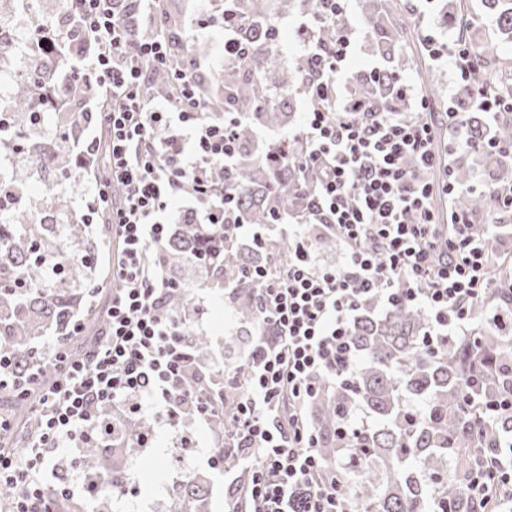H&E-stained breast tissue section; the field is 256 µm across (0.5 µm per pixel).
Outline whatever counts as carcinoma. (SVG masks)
<instances>
[{"instance_id":"carcinoma-1","label":"carcinoma","mask_w":512,"mask_h":512,"mask_svg":"<svg viewBox=\"0 0 512 512\" xmlns=\"http://www.w3.org/2000/svg\"><path fill=\"white\" fill-rule=\"evenodd\" d=\"M495 11L502 40L512 42V0H486ZM374 27L381 40L389 43L415 33L402 27L387 28L377 16ZM268 37L258 34L250 43L253 64L274 69L279 56L261 51L270 48ZM82 45L53 56L37 49L19 62L12 96L13 115L25 120L16 129L25 149L39 157L40 170L53 179L69 180L79 168L89 182L107 179L106 132L98 127L97 112L109 108L110 101L99 98L95 108L78 102L81 85L75 77L76 55ZM475 52L476 65L470 81L487 88L492 95L512 98V84L483 66L482 52ZM228 93L224 102L245 113L236 129L239 146L237 165V208L251 224H267L277 205H294L306 189L314 188L317 174L292 166L273 168L265 162L279 153L278 144L255 152L252 124H275L287 112L265 110L261 88L235 67L204 78L202 94L209 105L219 102L217 90ZM388 80L364 81L349 89L356 96L387 94ZM97 127L99 149L94 156L79 161L75 140L89 127ZM53 209L36 211L17 196L0 210V348L11 352L20 369L34 359V337L47 327L63 336L77 322L86 336L76 337L71 352L79 354L89 336L103 325V312L87 302L95 290L111 287L112 241L103 238L109 229V211H98V225L84 222V210L77 208L66 191L52 195ZM480 201L460 193L448 199V209L470 212ZM234 236L222 224H198L192 218L169 229L153 262L167 274L174 288L167 301L169 310L185 309L187 289L183 267L199 268L222 283L240 290L236 313L245 332H253L258 321L254 298L259 283L249 271L263 264L269 252L288 254V244L272 240L252 243L248 255L232 251ZM59 264L63 272L50 281L46 266ZM466 336H449L439 344L424 341L428 319L412 305H398L381 315L367 305L351 325L356 355L362 357L354 374L342 384L328 388L312 408L315 424L323 436L324 458L336 468H344L342 487L355 512H479L471 508L465 494L471 480L479 476L497 456V436L512 422L492 419L488 409L504 391L512 392V337L500 335L492 324L482 321ZM194 358L208 348L206 337L195 334L189 324ZM240 391L229 390L216 398L221 404L211 429L224 434V410L230 409ZM361 405L379 419L380 426L367 425L359 433L343 437L341 417ZM7 411L17 423V433L0 441V450L17 453L22 438L37 426L32 400L10 399ZM119 434L105 453L88 446L84 452L99 455V475L109 480L120 463L137 452V440L150 434V424L137 414L118 417ZM179 494L195 503L194 512H206V491L189 477Z\"/></svg>"}]
</instances>
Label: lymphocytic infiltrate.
Here are the masks:
<instances>
[{
    "instance_id": "lymphocytic-infiltrate-1",
    "label": "lymphocytic infiltrate",
    "mask_w": 512,
    "mask_h": 512,
    "mask_svg": "<svg viewBox=\"0 0 512 512\" xmlns=\"http://www.w3.org/2000/svg\"><path fill=\"white\" fill-rule=\"evenodd\" d=\"M71 22L75 39L95 45L78 55L84 100L112 98L102 115L109 179L121 189L109 206L112 288L105 322L82 354L68 356L57 339L36 346L22 371L0 351V390L35 394L40 421L22 454L0 453V488L11 491L0 512H55L58 499L73 495L69 479L56 473V452L105 439L112 429L106 408L150 410L164 422L188 410L210 420L212 395L189 382L196 370L183 318L166 308L171 284L149 262L166 239L164 215L176 198L190 196L207 223L233 225L257 241L265 237L236 206L235 130L243 115L230 108L212 115L200 93L202 64L176 62L160 0H75ZM197 25L223 28L225 64L245 58L252 20L235 6ZM298 35L302 91L318 105L270 161L314 170L318 185L302 198L296 223L284 208L272 218L291 245L287 262L250 272L261 285V321L222 444L240 453L251 477L225 470L227 512H353L321 452L311 407L328 384L352 373L350 327L364 305L418 306L430 337L467 333L480 305L487 321L512 332V309L494 300L506 282L493 273L489 243L469 234L468 214L434 207L436 193L457 190L448 156L512 153V141L471 134L438 144L426 118L428 99L395 71L389 79L396 92L386 100L343 93L346 61L365 35L349 0H316ZM422 43L432 61L456 76L448 126H463L455 106L462 98L495 115L512 111V101L469 82L474 51L464 39L443 42L427 34ZM160 71L169 74L173 97L148 95ZM218 168L224 171L219 184ZM315 226L343 242L342 265L317 262ZM509 491L512 459H498L468 495L491 512Z\"/></svg>"
}]
</instances>
